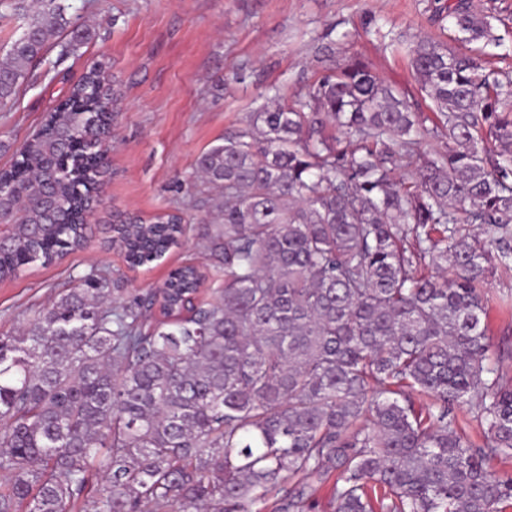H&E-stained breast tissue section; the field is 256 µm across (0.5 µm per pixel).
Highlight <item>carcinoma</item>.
I'll use <instances>...</instances> for the list:
<instances>
[{
  "label": "carcinoma",
  "instance_id": "cac0c4a2",
  "mask_svg": "<svg viewBox=\"0 0 512 512\" xmlns=\"http://www.w3.org/2000/svg\"><path fill=\"white\" fill-rule=\"evenodd\" d=\"M0 54V106L71 31L55 0ZM453 41L409 47L429 117L352 58L290 105L263 106L198 160L222 192L205 237L224 287L194 265L112 304L91 272L17 336H0V512H507L512 378L490 366L482 285L512 271V74L469 0ZM94 66L0 169V280L87 241L110 122ZM132 267L184 233L167 213L118 217ZM436 275L427 276L423 268ZM430 401L414 409L411 394ZM477 401L483 441L456 414ZM314 491L311 496L312 506L308 509V512H334L333 511V480L327 481H315Z\"/></svg>",
  "mask_w": 512,
  "mask_h": 512
}]
</instances>
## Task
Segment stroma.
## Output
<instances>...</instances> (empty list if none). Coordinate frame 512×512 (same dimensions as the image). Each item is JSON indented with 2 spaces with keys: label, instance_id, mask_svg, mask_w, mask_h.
Returning a JSON list of instances; mask_svg holds the SVG:
<instances>
[{
  "label": "stroma",
  "instance_id": "obj_1",
  "mask_svg": "<svg viewBox=\"0 0 512 512\" xmlns=\"http://www.w3.org/2000/svg\"><path fill=\"white\" fill-rule=\"evenodd\" d=\"M90 37L76 53L52 47L29 69L16 98L0 108V168L40 128L93 65L112 89V143L95 235L51 265L0 281V335L17 333L35 313L93 271L119 281L122 299L162 287L181 265L224 285L220 256L201 234L213 220L218 193L195 176L200 156L268 104L305 93L326 67L359 57L408 101L428 111L409 57L398 40L437 36L449 27L446 0H61ZM181 211L187 231L163 258L132 268L113 247L115 215L149 218ZM494 345L512 343V273L485 286Z\"/></svg>",
  "mask_w": 512,
  "mask_h": 512
}]
</instances>
